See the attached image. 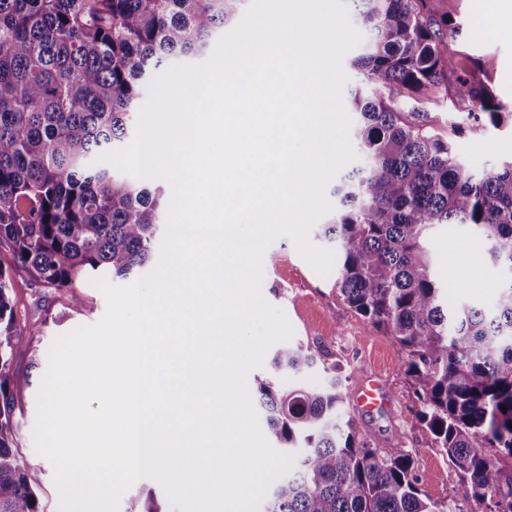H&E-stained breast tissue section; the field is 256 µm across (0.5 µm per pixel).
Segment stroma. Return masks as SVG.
<instances>
[{"label": "stroma", "instance_id": "35a3bbf8", "mask_svg": "<svg viewBox=\"0 0 512 512\" xmlns=\"http://www.w3.org/2000/svg\"><path fill=\"white\" fill-rule=\"evenodd\" d=\"M428 7L435 16L448 17L455 23L456 30L448 38V51L460 68L492 91L503 111L512 112V0H500L494 13L477 16L472 13L471 0H429ZM421 107L431 115L432 132L452 138L457 158L472 172L480 174L512 159L511 126L490 130L479 141L452 133L450 122L470 109L467 95L452 89L424 99ZM431 247L438 274L449 279L450 303L470 302L487 307L494 303L501 274L483 266L481 239L442 227L435 232ZM12 278L22 319L39 330L37 353L20 351L14 358L18 391L15 445L33 478L40 512H58L54 467L37 453L33 438L37 394L54 339L98 322L106 311V300L96 287L82 282L77 293L84 306L77 311L68 294L42 287L25 272H13ZM335 280V274H317L297 253L289 237L277 238L263 254L260 292L268 303L285 313L293 327V342L324 344L333 354L348 391H356L363 376L375 373L383 379L388 401L381 410L358 412L349 404L345 415L356 417L362 436L377 448L399 446L408 450L425 494L436 500L455 501L463 512H468L466 486L447 455L433 448L430 433L413 417L415 396L392 337L354 312L338 295Z\"/></svg>", "mask_w": 512, "mask_h": 512}]
</instances>
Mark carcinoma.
I'll list each match as a JSON object with an SVG mask.
<instances>
[{
    "label": "carcinoma",
    "mask_w": 512,
    "mask_h": 512,
    "mask_svg": "<svg viewBox=\"0 0 512 512\" xmlns=\"http://www.w3.org/2000/svg\"><path fill=\"white\" fill-rule=\"evenodd\" d=\"M244 2L0 0V249L11 256L0 263V512H40L13 426L14 355L35 350L38 330L21 323L11 272L71 293L78 310L74 288L89 273L125 279L153 265L163 186L95 158L128 137L145 77L203 54ZM348 2L367 32L353 65L371 95L353 92L360 157L336 180L318 234L336 250L343 300L394 338L415 418L470 488V512H512V160L473 175L410 102L466 89L472 111L457 130L472 140L512 112L462 76L446 42L454 27L431 17L427 0ZM441 225L486 242L483 263L503 273L493 306L445 301L428 246ZM272 363L296 376L319 367L327 380H257L268 432L293 457L264 512H464L418 487L405 449L380 450L339 416L349 395L323 344L283 346Z\"/></svg>",
    "instance_id": "obj_1"
}]
</instances>
